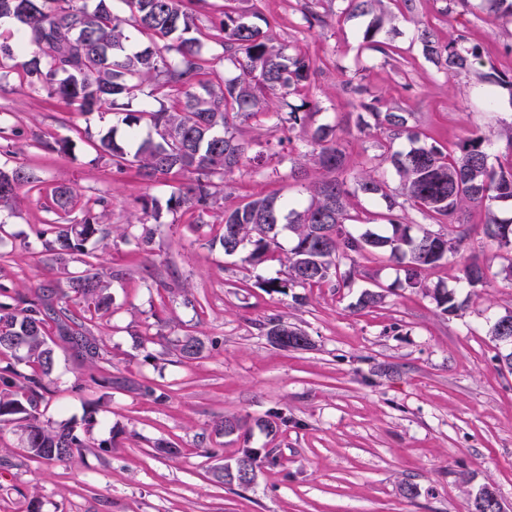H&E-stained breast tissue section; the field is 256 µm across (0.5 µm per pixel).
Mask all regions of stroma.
<instances>
[{"label": "stroma", "mask_w": 512, "mask_h": 512, "mask_svg": "<svg viewBox=\"0 0 512 512\" xmlns=\"http://www.w3.org/2000/svg\"><path fill=\"white\" fill-rule=\"evenodd\" d=\"M211 2L202 26L219 22L225 10L252 9L278 42L322 66L301 93L319 106L304 125H290L282 103L236 122L233 132L249 154L264 151L269 160L226 175L225 201L206 213L203 226L168 210L169 184H143L99 157L94 145L120 125V115H82L62 102L50 108L17 75L0 78V165H28L41 176L13 211L0 212V238L12 247L0 259V289L64 284L33 233L64 218L48 207L55 188L105 196L111 234L87 248L112 273V307L94 334L112 357V373L149 381L167 395L156 403L95 385L85 365L57 348L56 388L43 417L55 425L78 421L90 403L101 402L96 446L71 462L47 464L24 451L20 430L0 427V512H24L34 497L40 512H474L487 486L512 512V369L490 333L512 310V284L497 275L502 253L484 235L483 210L466 212V249L427 273L428 284L465 300L455 315L443 314L431 296L400 287L399 265L377 254L359 258L353 287L275 293L256 281L287 279L286 266L252 265L244 253L225 254L215 240L225 205L259 194L305 198L316 173L294 177L293 165L316 127H335L348 169L377 155L373 138L356 127L344 88L351 79H364L447 147L478 132L500 152L498 134L512 125V87L484 82L475 71L447 77L423 56L417 30L429 26L443 42L465 34L486 67L512 76V22L480 4L449 15L444 0H416L408 18L379 33L390 47L384 56L362 48L365 19L342 16L324 28L307 27L304 13H340L341 0ZM57 135L71 140L69 154L36 143ZM151 199L157 210L143 212ZM130 223L136 234L152 235L144 253L134 254L118 234ZM471 262L488 269L484 286L461 287V270ZM366 288L383 289L385 299L356 310ZM274 315L301 327L308 347L273 345L264 325ZM149 327L156 335L147 342ZM186 334L205 342L200 358L171 352L172 341ZM273 409L287 422L271 429L266 418ZM231 417L245 421L244 430L215 434L216 423ZM166 444L179 455L163 452ZM245 448L262 454L254 483H216L214 463L233 461Z\"/></svg>", "instance_id": "stroma-1"}]
</instances>
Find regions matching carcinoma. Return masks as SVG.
Listing matches in <instances>:
<instances>
[{
    "label": "carcinoma",
    "mask_w": 512,
    "mask_h": 512,
    "mask_svg": "<svg viewBox=\"0 0 512 512\" xmlns=\"http://www.w3.org/2000/svg\"><path fill=\"white\" fill-rule=\"evenodd\" d=\"M0 0V18L18 24L16 36L0 42V71L15 72L32 91L53 107L64 102L75 112L103 114L121 109L129 133L122 140L107 131L95 145L117 168L129 169L145 184L168 176L190 173L191 182L180 184L168 199L174 210L197 216L217 203L215 179L245 162L260 166L263 155L246 157V147L231 132L234 121L270 109L279 100L300 93L316 73L313 59L303 50L284 52L263 17L253 12H224L214 29L200 26L208 0H120L128 13L114 10L112 0ZM342 14L367 17L361 45L385 53L377 34L397 16H406L414 0H344ZM497 18L512 19V0H485ZM418 39L425 58L451 77L482 64L477 47L460 34L444 44L428 27ZM215 42L224 59L238 71L231 79L214 76L215 58L204 53ZM152 86L148 93L146 86ZM357 108L360 131L379 137L376 161L395 169L399 184L392 188L379 175L378 164L350 173L336 137V129L316 128L311 149L295 161L297 169L318 172L308 186L309 198L290 204L274 195L257 196L244 204L224 207L218 239L224 253L248 249L245 260L261 264L276 258L283 229L293 234L285 254L288 278L268 279L258 286L268 292L285 288H314L336 283L350 288L359 271L356 258L367 253H389L401 265L400 286L425 291L446 314L464 309L455 292L426 282L427 271L466 247L467 229L460 214L480 207L486 215L485 235L501 249L512 252V219L497 213L501 203H512V126L500 135L506 141L507 160L489 163L486 138L473 133L450 151L409 124L410 113L391 106L363 83H346ZM145 123L155 135L140 138L136 127ZM406 140L407 149L395 148ZM40 182L37 172L23 164L0 167V209L13 208L22 189ZM379 198L385 211L381 223L361 218L351 199ZM77 194L59 187L52 194L54 210L70 213ZM107 210L103 197L89 199L81 220L69 224H44L36 230L48 258L66 275V288L41 286L17 290L11 301L0 302V357L15 364L0 370V425L17 426L24 448L32 458L66 463L92 447L93 428L101 403L92 404L82 428L54 426L41 420L39 406L52 393L55 380V345L60 340L86 364L89 381L106 388H127L155 402L165 392L145 382L114 376L111 360L94 336V316L109 309L105 273L91 260L85 244L105 235L101 228ZM444 220L448 233L428 227L413 232L417 220ZM80 267L69 270L70 264ZM487 272L477 264L463 267L460 281L466 288L486 283ZM385 294L363 290L355 308L369 310ZM308 340L300 328L276 316L268 320L266 335ZM204 342L185 335L176 340L174 355L193 360L201 356ZM259 452L242 450L232 464L214 467L225 485H239L238 473L256 471Z\"/></svg>",
    "instance_id": "obj_1"
}]
</instances>
